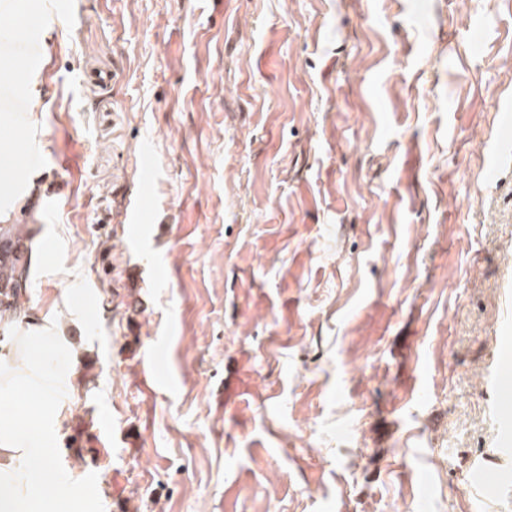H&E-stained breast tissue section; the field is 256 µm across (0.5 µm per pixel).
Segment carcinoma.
I'll return each mask as SVG.
<instances>
[{"instance_id":"obj_1","label":"carcinoma","mask_w":512,"mask_h":512,"mask_svg":"<svg viewBox=\"0 0 512 512\" xmlns=\"http://www.w3.org/2000/svg\"><path fill=\"white\" fill-rule=\"evenodd\" d=\"M33 231L26 224H0V321L21 315V298L30 287Z\"/></svg>"}]
</instances>
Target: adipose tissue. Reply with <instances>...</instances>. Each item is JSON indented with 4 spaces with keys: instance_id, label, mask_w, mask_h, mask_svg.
Returning <instances> with one entry per match:
<instances>
[{
    "instance_id": "obj_1",
    "label": "adipose tissue",
    "mask_w": 512,
    "mask_h": 512,
    "mask_svg": "<svg viewBox=\"0 0 512 512\" xmlns=\"http://www.w3.org/2000/svg\"><path fill=\"white\" fill-rule=\"evenodd\" d=\"M0 103L17 105L14 129L35 137L41 124L40 73L54 18L49 0H0ZM36 187L31 169L20 168L11 144L0 147V224H8ZM64 324L19 337L0 364V397L37 392L42 411L37 426H22L19 413L0 405V512H55L66 498L63 478L43 453L44 434H60L62 419L53 402L59 378L56 355L63 349Z\"/></svg>"
}]
</instances>
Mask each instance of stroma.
Instances as JSON below:
<instances>
[{"mask_svg": "<svg viewBox=\"0 0 512 512\" xmlns=\"http://www.w3.org/2000/svg\"><path fill=\"white\" fill-rule=\"evenodd\" d=\"M50 2L39 132L0 125L41 185L0 353L68 324L63 512H512L468 488L512 472V0ZM493 161L488 167L485 179L488 183H498L502 179L505 166L512 163V139L502 136L491 140ZM123 222L124 224H128L127 232L129 238H138L145 234L147 228L144 224V204L142 197L139 200L137 198L128 202Z\"/></svg>", "mask_w": 512, "mask_h": 512, "instance_id": "obj_1", "label": "stroma"}]
</instances>
